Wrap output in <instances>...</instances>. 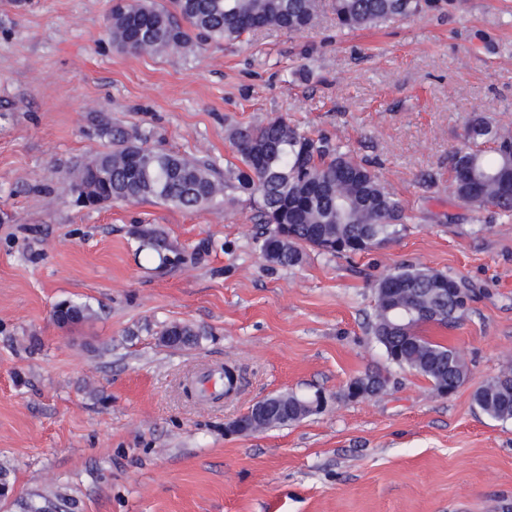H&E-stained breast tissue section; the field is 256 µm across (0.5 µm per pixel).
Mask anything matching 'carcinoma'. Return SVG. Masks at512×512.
Returning <instances> with one entry per match:
<instances>
[{
	"label": "carcinoma",
	"instance_id": "cac0c4a2",
	"mask_svg": "<svg viewBox=\"0 0 512 512\" xmlns=\"http://www.w3.org/2000/svg\"><path fill=\"white\" fill-rule=\"evenodd\" d=\"M440 0H334L343 33L439 8ZM175 12L150 0H117L108 28L115 46L133 54L194 48L193 39L231 41L262 29L301 34L314 26L321 0H173ZM240 164L219 177L205 161L130 144L120 132L115 148L76 170L72 191L93 186L104 201H157L200 211L231 190L247 197L261 226L264 258L282 266L302 262L304 250L351 256L390 242L409 223L408 208L369 163L326 136L314 137L273 118L230 133ZM467 144L448 154L452 194L475 211L512 215V133L483 118L466 125ZM164 261H179L164 235L142 231ZM370 332L387 360L428 379L434 387L461 386L468 367L456 349L421 333L426 324L449 326L466 310L470 290L462 280L417 266H404L373 286ZM61 327L93 317L83 303L62 301L54 310ZM203 332L173 323L161 332L171 348L199 344ZM476 406L498 421L512 420V369L474 393Z\"/></svg>",
	"mask_w": 512,
	"mask_h": 512
}]
</instances>
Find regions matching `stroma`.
I'll return each mask as SVG.
<instances>
[{
  "mask_svg": "<svg viewBox=\"0 0 512 512\" xmlns=\"http://www.w3.org/2000/svg\"><path fill=\"white\" fill-rule=\"evenodd\" d=\"M321 3L301 34L137 55L112 44L111 0H0V469L14 487L0 512H512V420L472 399L512 358V219L448 193L466 121L512 129V0H458L346 35L333 0ZM274 117L373 161L413 216L399 237L283 267L264 259L238 194L190 212L86 207L71 191L112 131L221 171L238 162L230 132ZM145 229L181 262L142 251ZM402 264L473 291L454 327L425 328L465 355L450 396L370 333L372 284ZM63 300L93 318L60 327ZM174 323L201 328L199 346H163ZM221 364L239 372L237 394H186ZM375 368L386 390L348 399ZM279 393L326 404L229 432ZM280 399H282V397L280 395H276L256 402L245 414L236 418L229 425L228 430L233 433L239 432L241 427V419L245 417L247 414L252 415V427L250 428L253 430V432L262 431L273 426H280L278 423L274 422L275 418L273 415L270 414L268 407L271 401Z\"/></svg>",
  "mask_w": 512,
  "mask_h": 512,
  "instance_id": "1",
  "label": "stroma"
}]
</instances>
